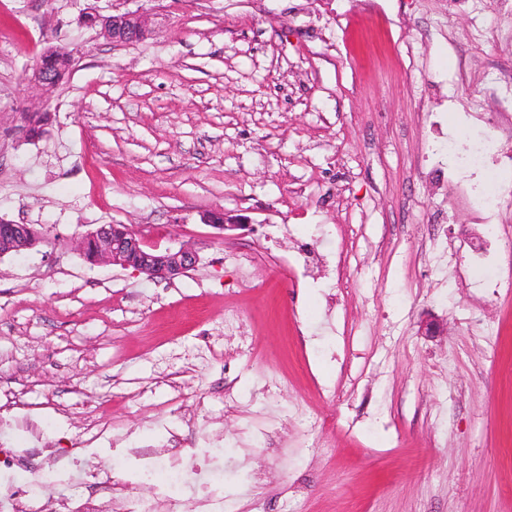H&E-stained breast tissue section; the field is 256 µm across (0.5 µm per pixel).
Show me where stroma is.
I'll use <instances>...</instances> for the list:
<instances>
[{"label": "stroma", "mask_w": 512, "mask_h": 512, "mask_svg": "<svg viewBox=\"0 0 512 512\" xmlns=\"http://www.w3.org/2000/svg\"><path fill=\"white\" fill-rule=\"evenodd\" d=\"M128 12L152 35L85 20ZM0 30V218L46 237L0 258V406L24 404L30 468H107L175 433L223 449L229 512H512V223L476 267L487 228L452 183L512 184V130L483 118L512 110V14L0 0ZM49 46L71 64L46 89ZM479 138L496 179L465 164ZM213 210L251 226L223 234ZM103 224L200 260L169 280L90 265L79 240ZM306 243L298 285L281 261ZM90 423L104 447L78 452ZM90 22L100 23L104 34L113 43H133L153 33L152 23L145 14L124 13L105 18L93 16Z\"/></svg>", "instance_id": "obj_1"}]
</instances>
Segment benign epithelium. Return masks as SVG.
<instances>
[{"instance_id": "benign-epithelium-1", "label": "benign epithelium", "mask_w": 512, "mask_h": 512, "mask_svg": "<svg viewBox=\"0 0 512 512\" xmlns=\"http://www.w3.org/2000/svg\"><path fill=\"white\" fill-rule=\"evenodd\" d=\"M104 34L114 43L129 44L140 41L153 33L152 23L145 14L124 13L100 18ZM55 53L49 48L37 60L32 80L35 85H47L54 81L46 68L48 55ZM203 221L214 228L226 231L243 229L246 218L222 210L211 211ZM43 241V236L32 224H14L0 220V257L29 249ZM83 257L91 264L120 265L131 268L152 278H171L193 267L198 255L191 247L182 244L177 248L164 249L149 243L126 224H105L81 236L79 243Z\"/></svg>"}]
</instances>
